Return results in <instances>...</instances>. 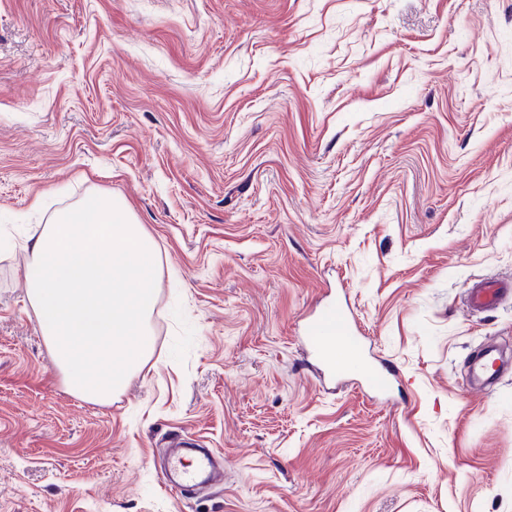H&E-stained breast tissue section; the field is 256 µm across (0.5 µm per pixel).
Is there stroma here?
<instances>
[{
	"instance_id": "stroma-1",
	"label": "stroma",
	"mask_w": 512,
	"mask_h": 512,
	"mask_svg": "<svg viewBox=\"0 0 512 512\" xmlns=\"http://www.w3.org/2000/svg\"><path fill=\"white\" fill-rule=\"evenodd\" d=\"M98 190L155 239L154 351L69 392L6 241ZM512 0H0V512H512ZM343 303L386 394L316 379ZM219 459L192 495L173 439ZM468 295V302L474 311H484L497 306L505 295L512 296V280L504 283L490 278L474 282Z\"/></svg>"
}]
</instances>
